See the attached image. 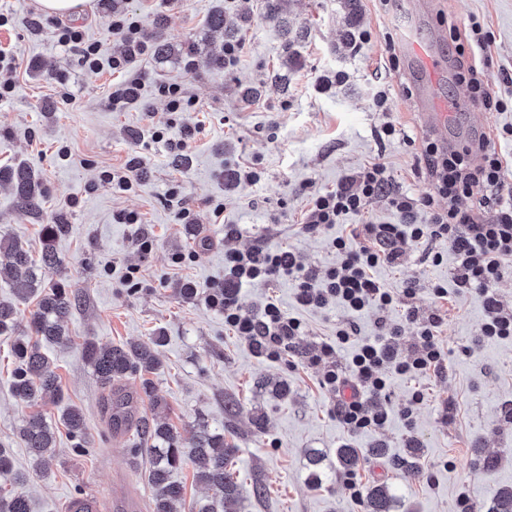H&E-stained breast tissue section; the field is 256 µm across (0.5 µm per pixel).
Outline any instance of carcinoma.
<instances>
[{
  "instance_id": "cac0c4a2",
  "label": "carcinoma",
  "mask_w": 512,
  "mask_h": 512,
  "mask_svg": "<svg viewBox=\"0 0 512 512\" xmlns=\"http://www.w3.org/2000/svg\"><path fill=\"white\" fill-rule=\"evenodd\" d=\"M0 182L9 185L18 206L33 214L39 210L41 183L34 172L22 163L0 168ZM69 230L67 224L43 226L41 263L58 266L62 259L55 250V240ZM0 267L7 270L10 288L20 300H36L31 314V337L19 328L17 310L12 302L0 300V336L11 339L14 357L18 362L11 388L21 400L40 405L55 404L62 398V388L54 362L43 351V343L66 346L71 342L66 329L67 318L76 306V296L62 285L46 286L38 278V265L31 255L15 240L0 236ZM164 337L156 336L152 345L129 343L102 347L87 339L83 354L108 392L104 403L108 413L109 429L121 433L133 429L141 436L143 448L139 452L149 459L148 483L152 489V512H180L177 505L184 503V486L171 480L172 473L189 462L193 466L194 481L207 487L222 507V512H245L242 486L230 467L236 449L224 444V435L204 430L189 443L179 438L173 427L163 421L138 413L132 393L112 387V379L133 373H151L161 365L159 347ZM63 423L73 441L74 453H83L87 444V425L80 410L70 408L63 415ZM19 437L30 457L41 467L54 453L56 434L43 415L29 416L19 429ZM411 459L394 457L388 460L390 468L400 474H411L418 469ZM358 451L344 446L336 449V463L345 472L355 470ZM398 496L392 486L377 483L369 486L366 494L367 512H392ZM0 512H32L29 497L23 491L0 493ZM489 512H512V488L501 489L493 499Z\"/></svg>"
}]
</instances>
